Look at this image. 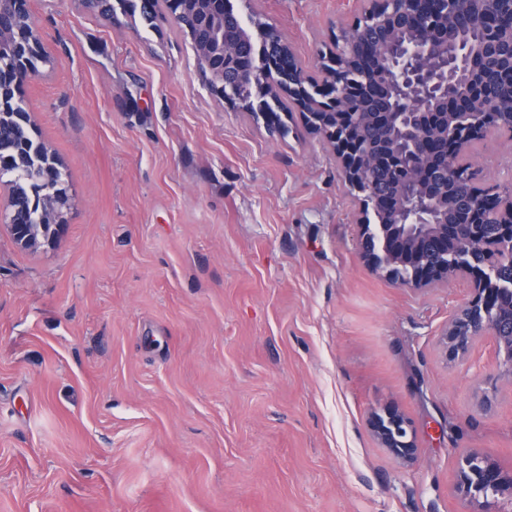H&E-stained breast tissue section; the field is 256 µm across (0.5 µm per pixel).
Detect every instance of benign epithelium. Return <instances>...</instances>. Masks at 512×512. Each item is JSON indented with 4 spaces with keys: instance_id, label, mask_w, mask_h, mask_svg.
<instances>
[{
    "instance_id": "7a95c632",
    "label": "benign epithelium",
    "mask_w": 512,
    "mask_h": 512,
    "mask_svg": "<svg viewBox=\"0 0 512 512\" xmlns=\"http://www.w3.org/2000/svg\"><path fill=\"white\" fill-rule=\"evenodd\" d=\"M362 21H354L338 39L339 49L323 63L326 100L317 99L318 90L307 87L309 81L288 53V67L276 70L271 82L288 94L304 121L315 133L328 139L336 152V163L345 182L361 194L364 207L373 213L391 210L396 224L369 223L363 226L367 255L375 267L393 274L401 263L417 262L416 273L396 278L413 288L446 283L451 279H469L471 298L464 302L448 322L439 338L443 352L451 357L469 351L482 336L491 337L504 351L503 365L512 373V321L504 324L486 317L485 300L490 279L512 291V275L503 278L495 260L479 261L477 254L487 252L483 240V216L480 206L461 201L471 208L472 222L439 223L435 198L424 192L421 181L426 160L438 154L442 164L440 180L448 182L459 168L472 166L473 147L490 132L503 125L498 113L505 111L503 101L489 92L478 77L494 65L499 77L512 85V0H365ZM457 13L467 15L472 26L481 31L474 44L448 39V25ZM381 14L386 19V40L368 41L365 20ZM241 25L240 15H228L212 7L206 11L203 26L209 39L197 51L208 71L220 78L243 82L253 73L242 63L253 57L256 47L243 41H231L228 32ZM427 30L419 41H404L401 31L408 26ZM9 44L13 68L0 70V86L17 85L35 75L36 61L46 50L32 20L20 29L0 22V49ZM471 88L460 95V86ZM382 90L386 107L381 110L380 140L389 144V162L396 178L381 192L374 185L378 157L358 144L334 137L336 124L353 123L348 108L351 94L360 90ZM28 116L16 101L0 95V121ZM486 207L499 215L496 238L512 262V187L481 192ZM378 437L402 461L412 459L417 448L408 438L403 418L393 415L374 423ZM458 483L470 496L488 488L501 496L512 497V474L466 460Z\"/></svg>"
}]
</instances>
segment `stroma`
I'll list each match as a JSON object with an SVG mask.
<instances>
[{
  "label": "stroma",
  "mask_w": 512,
  "mask_h": 512,
  "mask_svg": "<svg viewBox=\"0 0 512 512\" xmlns=\"http://www.w3.org/2000/svg\"><path fill=\"white\" fill-rule=\"evenodd\" d=\"M315 83L360 0H231ZM46 45L21 88L66 174V228L24 248L0 182V512H512L467 497L468 456L512 473V374L490 337L438 339L465 281L404 288L298 111L272 129L139 7L30 0ZM512 185V132L474 149ZM395 411L417 453L370 428Z\"/></svg>",
  "instance_id": "stroma-1"
}]
</instances>
